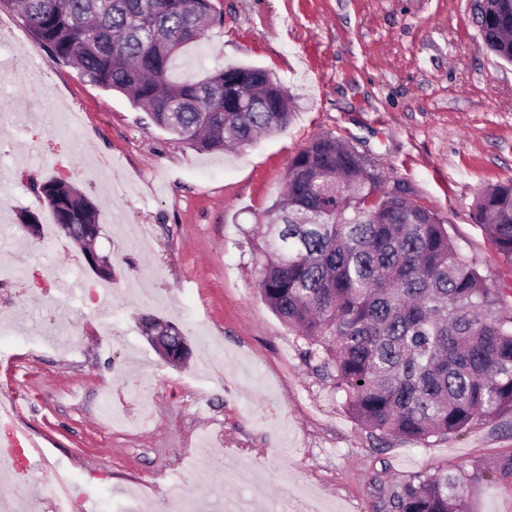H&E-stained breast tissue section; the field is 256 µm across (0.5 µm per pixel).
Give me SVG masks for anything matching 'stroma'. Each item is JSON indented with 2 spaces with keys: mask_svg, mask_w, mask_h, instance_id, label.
Returning a JSON list of instances; mask_svg holds the SVG:
<instances>
[{
  "mask_svg": "<svg viewBox=\"0 0 512 512\" xmlns=\"http://www.w3.org/2000/svg\"><path fill=\"white\" fill-rule=\"evenodd\" d=\"M223 24L170 66L193 82L229 65L275 74L293 96L286 129L232 152H199L157 128L121 93L83 81L28 34L0 0V394L48 470L27 474L36 508L51 512L48 471L66 472L85 512H385L384 497L419 472L471 469L512 452V416L417 443L378 444L349 415L334 380L266 305L253 256L259 223L292 158L333 136L387 183L446 224L494 286L507 264L475 220L482 189L512 180V64L481 47L475 0H215ZM111 158L109 179L95 165ZM67 178L99 208L97 250L115 293L79 248L55 232L32 186ZM38 214L42 236L19 221ZM155 240L138 249L140 230ZM174 324L190 346L180 366L149 344L144 315ZM224 371L202 370L204 349ZM154 390L136 418L138 386ZM224 455L223 481L203 472ZM473 512H512V480L471 487Z\"/></svg>",
  "mask_w": 512,
  "mask_h": 512,
  "instance_id": "35a3bbf8",
  "label": "stroma"
}]
</instances>
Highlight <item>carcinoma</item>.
<instances>
[{"label":"carcinoma","instance_id":"carcinoma-1","mask_svg":"<svg viewBox=\"0 0 512 512\" xmlns=\"http://www.w3.org/2000/svg\"><path fill=\"white\" fill-rule=\"evenodd\" d=\"M29 35L93 85L126 95L153 124L199 151L244 148L287 127L288 91L266 69H220L197 82L169 77L173 57L224 24L212 0H5ZM483 45L512 62V0L476 10ZM232 92L242 98L224 111ZM35 190L83 254L91 198L57 176ZM512 264V180L475 203ZM259 288L268 307L334 370L352 418L378 440L458 436L512 414V303L486 283L445 224L409 201L350 145L320 136L294 156L264 221ZM512 479V452L493 466L414 476L388 512H470L469 485Z\"/></svg>","mask_w":512,"mask_h":512}]
</instances>
